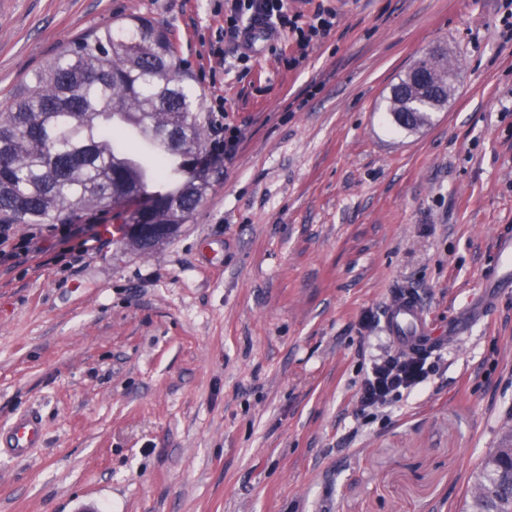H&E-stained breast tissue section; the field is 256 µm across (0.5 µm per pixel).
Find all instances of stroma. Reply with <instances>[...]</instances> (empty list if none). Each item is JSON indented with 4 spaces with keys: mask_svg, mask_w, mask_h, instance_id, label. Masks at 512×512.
Returning <instances> with one entry per match:
<instances>
[{
    "mask_svg": "<svg viewBox=\"0 0 512 512\" xmlns=\"http://www.w3.org/2000/svg\"><path fill=\"white\" fill-rule=\"evenodd\" d=\"M336 26L295 68L225 72L224 0H0V102L90 29L166 28L200 96L243 136L176 237L151 253L113 212L101 240L0 265V512H466L512 446V288L412 397L372 415L360 381L383 314L417 294L436 332L480 297L512 230V40L500 0H323ZM444 49L456 88L408 132L393 85ZM42 435V423L37 415H20L6 429L0 431V454L24 457L30 448H37Z\"/></svg>",
    "mask_w": 512,
    "mask_h": 512,
    "instance_id": "stroma-1",
    "label": "stroma"
}]
</instances>
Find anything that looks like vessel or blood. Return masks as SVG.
I'll return each mask as SVG.
<instances>
[{"label": "vessel or blood", "mask_w": 512, "mask_h": 512, "mask_svg": "<svg viewBox=\"0 0 512 512\" xmlns=\"http://www.w3.org/2000/svg\"><path fill=\"white\" fill-rule=\"evenodd\" d=\"M512 286V231L500 233L497 238V266L484 281V294L480 301L463 309L448 327V336L459 339L470 328L484 319L501 289ZM384 327L394 346L405 353L437 347L441 339L436 336L422 303L412 294L395 297L385 309ZM42 423L34 414L16 417L0 431V454L20 458L42 440Z\"/></svg>", "instance_id": "1"}]
</instances>
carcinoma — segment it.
<instances>
[{
    "label": "carcinoma",
    "instance_id": "cac0c4a2",
    "mask_svg": "<svg viewBox=\"0 0 512 512\" xmlns=\"http://www.w3.org/2000/svg\"><path fill=\"white\" fill-rule=\"evenodd\" d=\"M432 92H413L406 80L391 89L386 112L412 131L448 99L456 73L444 52L421 59ZM201 100L180 72L169 34L134 16L97 27L72 41L24 82L0 107V223L70 224L75 210L98 212L148 195L141 170L166 179L178 156L181 189L193 204L159 197L157 221L184 224L206 195L209 182L187 162L204 152ZM512 450L486 458L469 512H512Z\"/></svg>",
    "mask_w": 512,
    "mask_h": 512
}]
</instances>
